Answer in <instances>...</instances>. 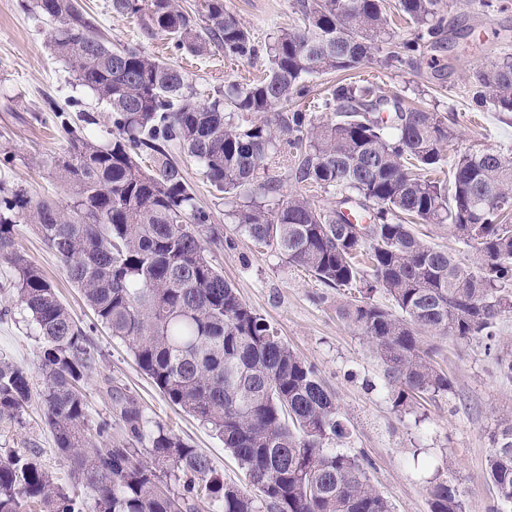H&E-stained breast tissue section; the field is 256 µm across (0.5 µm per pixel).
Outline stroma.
Segmentation results:
<instances>
[{
  "mask_svg": "<svg viewBox=\"0 0 512 512\" xmlns=\"http://www.w3.org/2000/svg\"><path fill=\"white\" fill-rule=\"evenodd\" d=\"M29 2L0 0V148L14 154L12 166L0 167V182L22 186L35 198L62 200L66 190L52 177L46 161L62 152L66 142L43 121L46 99L63 106L79 98L83 108L97 116L99 123L92 131L102 143L109 139L112 119L90 90L76 86L68 66L50 45L54 22L30 10ZM82 3L97 18L108 45L135 44L148 54L171 60L196 89L211 91L229 80L246 82L262 76L267 66L262 56L237 60L218 50L204 57L170 55L166 37L146 34L136 19L113 16L110 0ZM293 3L224 0V7L261 42L274 27L291 24ZM507 3V9L501 10L483 8L479 0H442L447 16L445 50L399 68L372 60L361 66L359 74L377 82L386 95L418 101L445 117L457 133L454 149L476 144L510 153L512 112L476 111L471 92L473 71L512 57V0ZM172 155L198 203L211 213L213 225L223 234L221 244L210 249L212 263L291 349L316 366L324 384L335 393L350 428L349 438L337 442V450L369 460L370 482L391 503L393 512H430L426 486L438 475L458 483L466 512H488L495 498L486 474L490 435L500 416L512 413V379L499 375L480 343L428 335L424 342L452 377L454 392L446 399L423 402L413 413H397L368 340L337 317L335 289L238 232L229 218L235 198L214 191L200 166L180 150ZM14 238L16 249L41 269L101 353L86 386L93 421L108 417L106 387L118 386L138 401L150 428H164L204 449L225 482L246 485L244 470L214 433L169 403L139 369L128 343L97 323L36 227L18 224ZM10 277L9 267L0 262V352L21 364L38 385L42 382L41 342L17 302ZM24 418L20 427L0 422V452L38 449L50 470L68 478L67 462L57 452L38 406L28 407Z\"/></svg>",
  "mask_w": 512,
  "mask_h": 512,
  "instance_id": "obj_1",
  "label": "stroma"
}]
</instances>
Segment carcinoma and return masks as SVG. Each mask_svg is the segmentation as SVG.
<instances>
[{
  "mask_svg": "<svg viewBox=\"0 0 512 512\" xmlns=\"http://www.w3.org/2000/svg\"><path fill=\"white\" fill-rule=\"evenodd\" d=\"M297 22L264 45L224 0L204 15L177 0H110L112 14L137 19L177 51L212 50L250 61L264 52L267 73L249 83L198 92L177 66L134 45L110 47L79 0H35L57 27L53 49L112 112L111 141L89 130L94 116L70 122L48 105L44 122L66 140L48 167L67 200L34 199L0 184V258L13 270L17 302L41 339L43 382L0 353V422L23 424L39 403L76 490L59 483L35 448L0 453V512H392L370 483L368 461L336 450L348 429L335 394L242 301L208 257L220 241L171 150L203 169L217 192L243 198L235 224L259 245L336 291V316L366 337L384 367L395 410L453 393V380L424 346L429 332L484 341L499 373L512 379V350L498 348V320L512 313V153L457 151L455 130L438 113L390 98L352 72L375 54L403 64L438 48L445 29L440 0H397L415 28L399 38L383 0H296ZM341 75L317 107H300L314 75ZM476 107L512 112V58L473 75ZM291 162L295 189L278 195L258 182L269 158ZM449 170H443V167ZM333 190L320 207L307 191ZM259 192L264 201L253 200ZM37 226L85 304L170 403L206 425L245 470L250 488L224 482L210 457L174 433L147 428L138 403L107 386L111 423L91 424L84 386L99 352L40 269L15 248L14 227ZM448 224L461 245L424 241L415 224ZM382 289L391 306L374 300ZM150 442L152 462L140 459ZM182 483L174 492L161 475ZM486 473L496 491L491 512L512 506V416L498 421ZM430 512H465L458 485L429 482Z\"/></svg>",
  "mask_w": 512,
  "mask_h": 512,
  "instance_id": "1",
  "label": "carcinoma"
}]
</instances>
